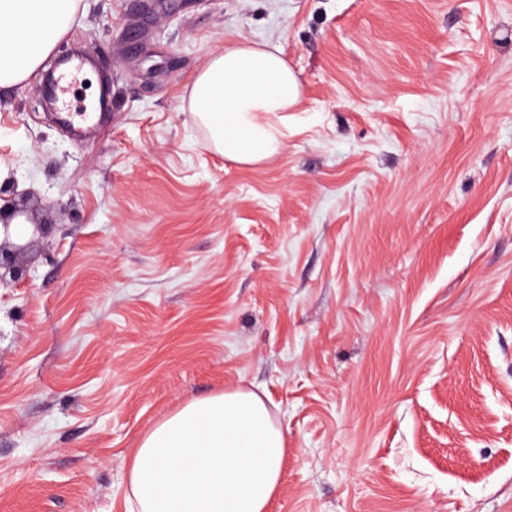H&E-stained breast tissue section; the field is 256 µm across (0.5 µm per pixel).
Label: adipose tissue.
I'll return each mask as SVG.
<instances>
[{"label": "adipose tissue", "mask_w": 512, "mask_h": 512, "mask_svg": "<svg viewBox=\"0 0 512 512\" xmlns=\"http://www.w3.org/2000/svg\"><path fill=\"white\" fill-rule=\"evenodd\" d=\"M79 0H0V88L34 75L74 22ZM302 99L280 54L230 44L196 76L191 110L215 147L251 165L285 146ZM285 440L263 399L224 391L192 400L145 433L128 461L137 512H267Z\"/></svg>", "instance_id": "ef3b65f1"}]
</instances>
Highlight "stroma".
Listing matches in <instances>:
<instances>
[{
    "label": "stroma",
    "mask_w": 512,
    "mask_h": 512,
    "mask_svg": "<svg viewBox=\"0 0 512 512\" xmlns=\"http://www.w3.org/2000/svg\"><path fill=\"white\" fill-rule=\"evenodd\" d=\"M77 137L0 91V178L49 223L0 288V512H129L138 439L260 395L269 512H512V0H80ZM231 43L303 83L246 167L190 110Z\"/></svg>",
    "instance_id": "stroma-1"
}]
</instances>
